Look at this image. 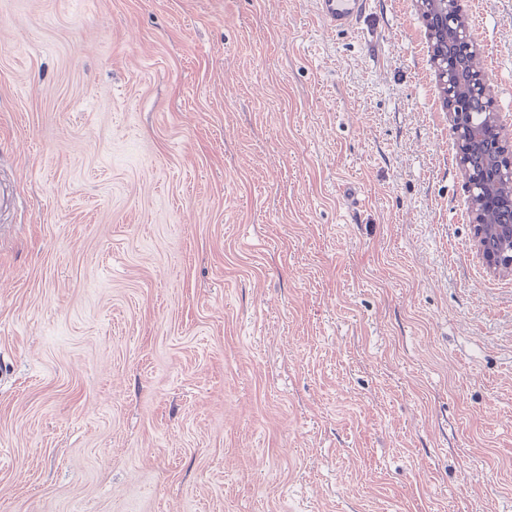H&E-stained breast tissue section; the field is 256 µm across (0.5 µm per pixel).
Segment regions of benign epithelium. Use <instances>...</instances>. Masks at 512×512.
<instances>
[{"label": "benign epithelium", "mask_w": 512, "mask_h": 512, "mask_svg": "<svg viewBox=\"0 0 512 512\" xmlns=\"http://www.w3.org/2000/svg\"><path fill=\"white\" fill-rule=\"evenodd\" d=\"M424 18L444 15L448 47L464 46L472 51L474 41L461 0H416ZM433 44L432 60L437 68L443 102L451 111V130L458 145V164L468 187V206L473 218L474 240L488 270L495 275L512 274V225L503 228L488 218L490 183L512 185V132L493 110L485 74L474 65V57L447 54L438 48L440 32L428 27ZM479 98L488 102L480 117L465 110L466 102Z\"/></svg>", "instance_id": "benign-epithelium-1"}]
</instances>
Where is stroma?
<instances>
[{
	"instance_id": "35a3bbf8",
	"label": "stroma",
	"mask_w": 512,
	"mask_h": 512,
	"mask_svg": "<svg viewBox=\"0 0 512 512\" xmlns=\"http://www.w3.org/2000/svg\"><path fill=\"white\" fill-rule=\"evenodd\" d=\"M457 154L414 0H0V512H512ZM371 0H318L323 23L337 31L354 30L369 9Z\"/></svg>"
}]
</instances>
